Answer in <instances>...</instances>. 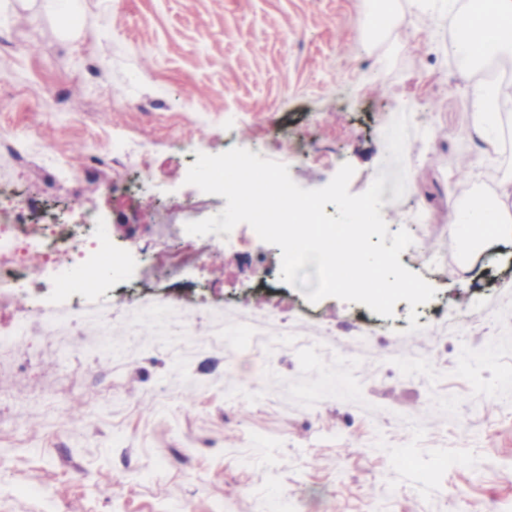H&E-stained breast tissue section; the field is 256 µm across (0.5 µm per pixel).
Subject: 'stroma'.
<instances>
[{
	"label": "stroma",
	"mask_w": 512,
	"mask_h": 512,
	"mask_svg": "<svg viewBox=\"0 0 512 512\" xmlns=\"http://www.w3.org/2000/svg\"><path fill=\"white\" fill-rule=\"evenodd\" d=\"M376 2L0 0V127L35 162L0 154V205L53 213L79 198L129 257L99 294L44 282L0 307L2 334L28 309L57 324L0 353V393L39 396L0 405V512H512V346L466 363L512 336V242L480 253L464 283L448 224L449 199L493 192L512 145L486 159L466 134L479 74L448 55L447 13L429 24L391 0L394 19L374 34L357 19ZM404 109L408 189L381 214L392 233L416 210L430 218L399 257L437 290L414 308L418 332L403 300L390 318L308 303L306 286L280 282V249L245 223L236 249L207 235L206 268L153 269L152 295L192 305L160 320L117 305L170 209L191 204L194 222L225 206L186 184L194 149H248L307 189L348 163L360 194L396 172L383 132ZM174 133L188 151L170 146ZM118 141L148 148L155 198L139 199L133 169L117 189L73 179L90 146ZM442 247L447 272L420 259Z\"/></svg>",
	"instance_id": "obj_1"
}]
</instances>
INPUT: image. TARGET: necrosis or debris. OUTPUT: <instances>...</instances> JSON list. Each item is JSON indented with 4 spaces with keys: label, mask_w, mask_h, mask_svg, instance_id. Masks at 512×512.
<instances>
[{
    "label": "necrosis or debris",
    "mask_w": 512,
    "mask_h": 512,
    "mask_svg": "<svg viewBox=\"0 0 512 512\" xmlns=\"http://www.w3.org/2000/svg\"><path fill=\"white\" fill-rule=\"evenodd\" d=\"M110 241L109 226L91 213L77 224L52 219L32 224L18 211L0 208V305L14 303L21 289L44 281L78 295L96 293L107 285L104 256H112L120 267L126 263L122 254L112 253ZM143 252L152 265L166 267L173 276L186 266L207 264L211 256L210 248L202 247L167 259L159 237L146 243ZM33 255L39 258L34 267L29 264Z\"/></svg>",
    "instance_id": "1"
}]
</instances>
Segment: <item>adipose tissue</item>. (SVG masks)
<instances>
[{"label": "adipose tissue", "instance_id": "ef3b65f1", "mask_svg": "<svg viewBox=\"0 0 512 512\" xmlns=\"http://www.w3.org/2000/svg\"><path fill=\"white\" fill-rule=\"evenodd\" d=\"M448 14L463 15L465 25L448 42L450 55L486 69L496 58L512 59V0H486L481 8L462 9L460 0H447ZM473 112L468 134L484 152L498 151L505 129H512V89L502 83L473 84L469 91ZM452 228L468 257L488 243L512 238V170L503 171L494 195L475 193L449 206Z\"/></svg>", "mask_w": 512, "mask_h": 512}]
</instances>
